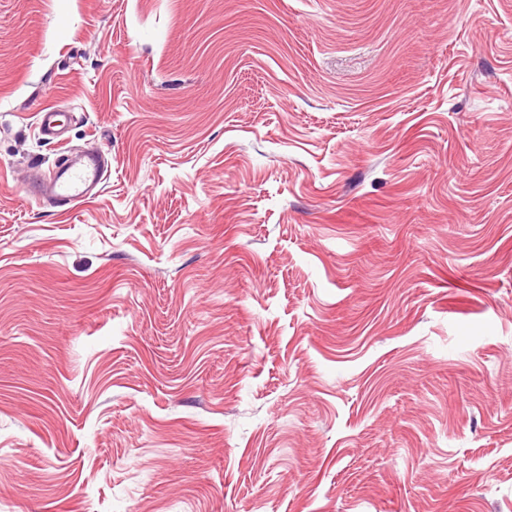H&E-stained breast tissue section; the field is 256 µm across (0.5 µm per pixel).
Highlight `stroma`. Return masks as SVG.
Masks as SVG:
<instances>
[{
  "label": "stroma",
  "mask_w": 512,
  "mask_h": 512,
  "mask_svg": "<svg viewBox=\"0 0 512 512\" xmlns=\"http://www.w3.org/2000/svg\"><path fill=\"white\" fill-rule=\"evenodd\" d=\"M0 512H512V0H0ZM61 114L55 110L44 109L38 112V125L44 139L49 143H59V128L62 126ZM108 172L97 156L90 155L84 161L59 170L50 179L46 190L30 184V192L41 201L76 206L98 196ZM96 188L97 190L92 192Z\"/></svg>",
  "instance_id": "obj_1"
}]
</instances>
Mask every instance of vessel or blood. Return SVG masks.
Listing matches in <instances>:
<instances>
[{
  "mask_svg": "<svg viewBox=\"0 0 512 512\" xmlns=\"http://www.w3.org/2000/svg\"><path fill=\"white\" fill-rule=\"evenodd\" d=\"M38 125L42 135L49 142H59L62 125L60 112L43 110L38 112ZM108 171L94 155L59 170L49 182L47 189L33 188L37 199L62 205H77L92 199L94 190L103 188Z\"/></svg>",
  "mask_w": 512,
  "mask_h": 512,
  "instance_id": "vessel-or-blood-1",
  "label": "vessel or blood"
}]
</instances>
